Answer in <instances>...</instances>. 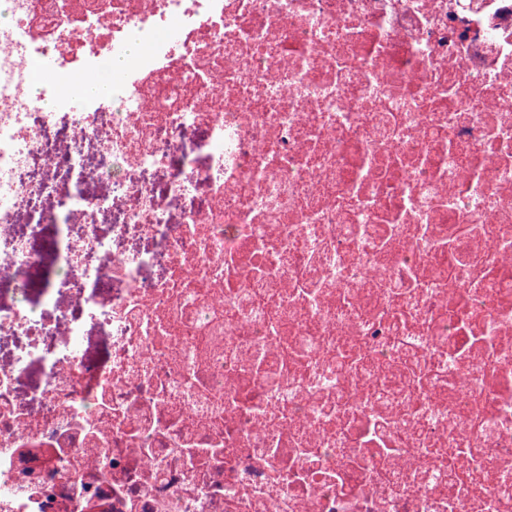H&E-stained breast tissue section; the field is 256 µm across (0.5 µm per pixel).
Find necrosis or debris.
Here are the masks:
<instances>
[{"instance_id": "necrosis-or-debris-1", "label": "necrosis or debris", "mask_w": 512, "mask_h": 512, "mask_svg": "<svg viewBox=\"0 0 512 512\" xmlns=\"http://www.w3.org/2000/svg\"><path fill=\"white\" fill-rule=\"evenodd\" d=\"M6 10L0 512H512V0Z\"/></svg>"}]
</instances>
